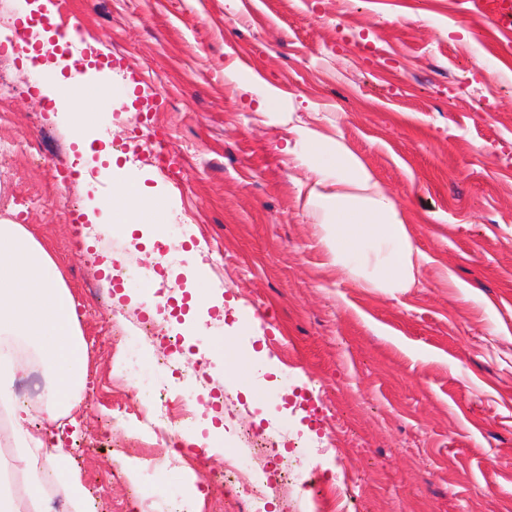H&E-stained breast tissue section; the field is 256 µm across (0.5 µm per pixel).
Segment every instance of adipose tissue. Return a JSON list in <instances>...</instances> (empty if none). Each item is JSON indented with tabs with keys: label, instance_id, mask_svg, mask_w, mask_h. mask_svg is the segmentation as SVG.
<instances>
[{
	"label": "adipose tissue",
	"instance_id": "adipose-tissue-1",
	"mask_svg": "<svg viewBox=\"0 0 512 512\" xmlns=\"http://www.w3.org/2000/svg\"><path fill=\"white\" fill-rule=\"evenodd\" d=\"M303 166L314 179L306 206L337 271L365 288L394 293L412 287L423 261L394 199L349 147L311 126L294 129ZM331 184L324 193L320 184ZM0 335L19 339L38 354L45 377L44 423L56 422L81 403L87 344L79 329L77 302L52 254L23 224L0 220ZM17 364L0 349V407L13 419V439L32 477L31 508L42 488L37 463L47 458L57 490L72 512H90L89 494L71 456L54 445L51 433L32 425L29 409L14 390Z\"/></svg>",
	"mask_w": 512,
	"mask_h": 512
}]
</instances>
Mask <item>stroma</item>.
<instances>
[{
	"label": "stroma",
	"mask_w": 512,
	"mask_h": 512,
	"mask_svg": "<svg viewBox=\"0 0 512 512\" xmlns=\"http://www.w3.org/2000/svg\"><path fill=\"white\" fill-rule=\"evenodd\" d=\"M67 20L118 61L59 106L0 42V145L48 134L0 157V219L28 226L78 302L87 385L61 437L94 512H212L217 495L239 512L206 478L252 465L245 428L280 434L259 512H512V30L476 0H67ZM292 123L341 135L393 197L424 256L413 288L330 266ZM120 182L154 195L175 288L198 246L225 312L189 315L164 374L136 327L145 281L103 284L105 257L143 262L140 232L124 211L111 242L89 232L88 203ZM224 336L229 363L262 359L255 387L206 355ZM162 382L216 399L223 453L137 466L177 438L125 408ZM301 443L328 448L342 501L280 487Z\"/></svg>",
	"instance_id": "1"
}]
</instances>
